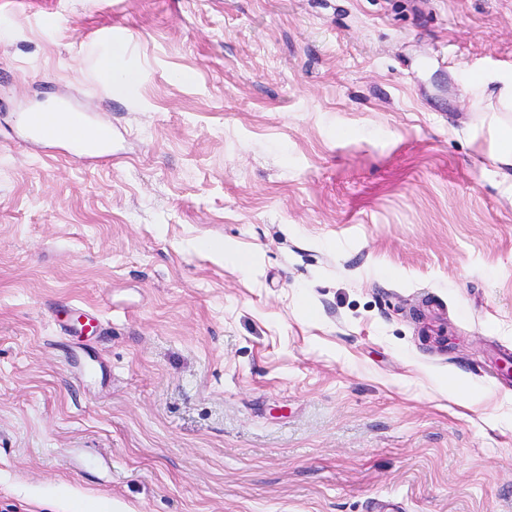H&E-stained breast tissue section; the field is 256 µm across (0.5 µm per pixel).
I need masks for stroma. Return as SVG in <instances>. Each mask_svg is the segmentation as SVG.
I'll return each instance as SVG.
<instances>
[{
    "label": "stroma",
    "instance_id": "35a3bbf8",
    "mask_svg": "<svg viewBox=\"0 0 512 512\" xmlns=\"http://www.w3.org/2000/svg\"><path fill=\"white\" fill-rule=\"evenodd\" d=\"M510 71L512 0H0V512H512ZM492 84L498 87L496 105L492 102L495 94L489 92ZM464 90L472 97L474 112H512V72L479 76L470 80ZM54 113H44L40 120H34L32 115L29 114L27 118L25 116L22 117V122L26 125L27 122L32 129L33 134L40 137H62L68 134V130L72 128L82 127L84 124V115L78 112H69L68 119L69 122L66 126L56 127L52 123V117ZM495 163L500 168H512V123L499 120Z\"/></svg>",
    "mask_w": 512,
    "mask_h": 512
}]
</instances>
